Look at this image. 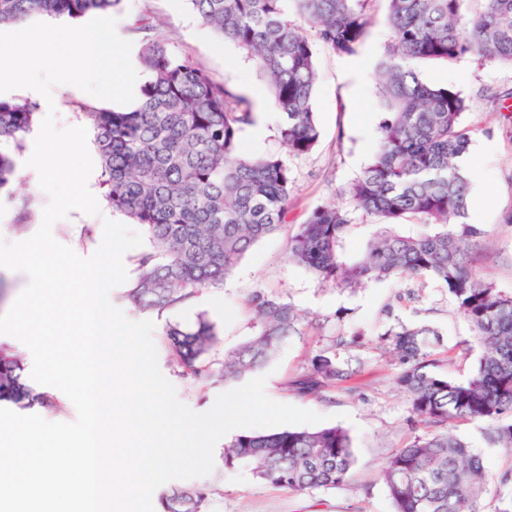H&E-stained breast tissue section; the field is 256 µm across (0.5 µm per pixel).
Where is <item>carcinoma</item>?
Instances as JSON below:
<instances>
[{
    "instance_id": "1",
    "label": "carcinoma",
    "mask_w": 512,
    "mask_h": 512,
    "mask_svg": "<svg viewBox=\"0 0 512 512\" xmlns=\"http://www.w3.org/2000/svg\"><path fill=\"white\" fill-rule=\"evenodd\" d=\"M122 0H0V25L35 16L79 20L108 13ZM204 25L242 49L262 72L271 106L283 114L282 152L246 155L240 135L255 124L251 101L203 69L169 53L158 34L136 21L139 60L150 78L131 110L83 106L101 166L100 186L112 209L139 225L150 250L136 260V277L122 293L139 311L168 312L206 288H221L244 255L277 232L288 214L294 177L288 159L318 143L313 99L316 46L339 56L357 53L372 23L373 0H186ZM387 0L392 34L379 63L386 117L368 165L344 190L349 206L316 208L289 240V260L322 282L361 288L371 281L448 288L457 312L483 348L464 382L431 370L438 333L402 325L385 333L407 394L411 415L429 430L394 449L381 470L394 512H487L481 455L449 431L457 421H495L512 413V295L498 292L473 269L469 242L478 229L465 222L470 178L458 159L468 150L463 126L470 102L451 88L422 80L421 59L471 56L512 65V0ZM302 19L308 28L297 24ZM38 119L37 104L0 98V191L18 176L25 136ZM361 213L377 226L366 252L348 261L342 242ZM413 220L428 231L405 234ZM250 334L211 357L220 342L216 324L165 330L171 361L196 382L234 383L271 361L282 343L300 334L302 316L279 295L262 289L247 299ZM336 353L311 359L294 381L299 395L346 380ZM19 410L54 408L56 399L24 377L18 355L0 343V405ZM490 441L512 456V423ZM354 464L352 440L341 427L237 434L224 444V467L245 466L263 484L296 492L346 485ZM508 489L494 512H512V469L500 477ZM221 483L192 484L160 496V512H208Z\"/></svg>"
}]
</instances>
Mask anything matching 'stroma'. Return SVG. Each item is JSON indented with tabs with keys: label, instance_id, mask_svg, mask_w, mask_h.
Masks as SVG:
<instances>
[{
	"label": "stroma",
	"instance_id": "1",
	"mask_svg": "<svg viewBox=\"0 0 512 512\" xmlns=\"http://www.w3.org/2000/svg\"><path fill=\"white\" fill-rule=\"evenodd\" d=\"M386 9L385 0H374V23L357 55L318 51L314 107L320 138L311 154L289 162L295 183L287 224L255 245L223 287L202 290L189 303L154 319L160 370L175 386L178 399L198 413L209 410L228 387L196 383L181 375L164 345L167 324L189 325L198 314H205L219 330L220 344L213 356L220 359L247 336L246 300L256 289L276 293L308 319L320 320V328L288 341L263 367L265 392L276 402L326 415L330 425L349 433L355 455L350 481L344 487L304 493L258 484L247 469H225L224 446L219 443L214 448L213 472L224 477L223 494L212 501L209 512H394L381 466L393 449L405 446L423 427L413 421L407 397L395 383L399 366L388 349L385 332L411 324L433 327L440 335L434 370L456 381L471 376L482 353L468 322L437 280H426L418 299L408 302L400 297L404 287L399 282H372L354 291L344 290L318 281L288 260V239L298 224L318 206L341 203V190L361 173L376 150L383 112L375 63L390 40L383 23ZM113 17L122 30L145 20L167 35L169 51L247 96L265 134L257 139L252 129H245L240 136L243 151L251 155L279 152L278 116L268 107L262 75L245 52L203 25L186 0H123ZM418 68L427 83L460 91L471 104L463 116L472 141L463 168L471 180L466 221L480 231L472 241L474 265L494 288L510 295L512 223L506 217L512 214V120L497 111L495 101L512 98V66L465 56L448 63L422 62ZM52 96L58 127L84 125L82 106L92 102V95L71 85H58ZM6 192L7 199L0 201V239L8 243L25 240L38 226H15L16 201L35 193L34 210L39 213L48 196L41 191L34 169L25 165ZM107 219L120 222L124 216L105 203L96 216L74 211L54 224L53 235L78 255L88 257L99 247ZM340 337L347 339V346L334 347ZM329 347L335 348L338 364L354 369V377L313 395L296 394L293 382L316 354ZM488 428L485 422H463L454 432L481 453L488 479L486 504L492 510L499 504V477L512 467V458L488 444Z\"/></svg>",
	"mask_w": 512,
	"mask_h": 512
}]
</instances>
